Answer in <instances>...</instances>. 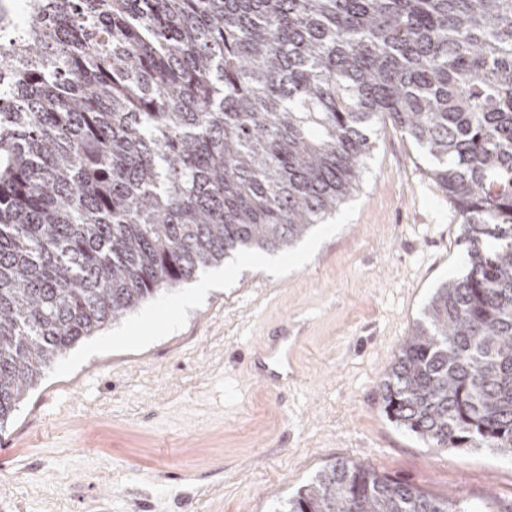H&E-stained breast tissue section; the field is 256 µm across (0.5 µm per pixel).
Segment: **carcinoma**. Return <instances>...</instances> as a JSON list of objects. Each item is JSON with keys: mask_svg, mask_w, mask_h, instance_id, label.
Returning a JSON list of instances; mask_svg holds the SVG:
<instances>
[{"mask_svg": "<svg viewBox=\"0 0 512 512\" xmlns=\"http://www.w3.org/2000/svg\"><path fill=\"white\" fill-rule=\"evenodd\" d=\"M0 44V430L163 290L285 251L389 118L434 161L465 270L380 382L429 448L512 458V0H36ZM282 512H472L337 460Z\"/></svg>", "mask_w": 512, "mask_h": 512, "instance_id": "1", "label": "carcinoma"}]
</instances>
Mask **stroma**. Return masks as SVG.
I'll return each mask as SVG.
<instances>
[{
	"label": "stroma",
	"instance_id": "35a3bbf8",
	"mask_svg": "<svg viewBox=\"0 0 512 512\" xmlns=\"http://www.w3.org/2000/svg\"><path fill=\"white\" fill-rule=\"evenodd\" d=\"M369 136L358 191L289 251L228 259L50 366L0 432V512H279L342 458L512 512V458L425 447L382 411L464 248L424 152L388 122ZM285 323L306 342L271 391L247 355Z\"/></svg>",
	"mask_w": 512,
	"mask_h": 512
}]
</instances>
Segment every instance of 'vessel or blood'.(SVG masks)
Listing matches in <instances>:
<instances>
[{
	"mask_svg": "<svg viewBox=\"0 0 512 512\" xmlns=\"http://www.w3.org/2000/svg\"><path fill=\"white\" fill-rule=\"evenodd\" d=\"M301 342V336L291 328L281 327L277 336L252 351L254 379L271 389H280L295 381L298 376L296 353Z\"/></svg>",
	"mask_w": 512,
	"mask_h": 512,
	"instance_id": "1",
	"label": "vessel or blood"
}]
</instances>
